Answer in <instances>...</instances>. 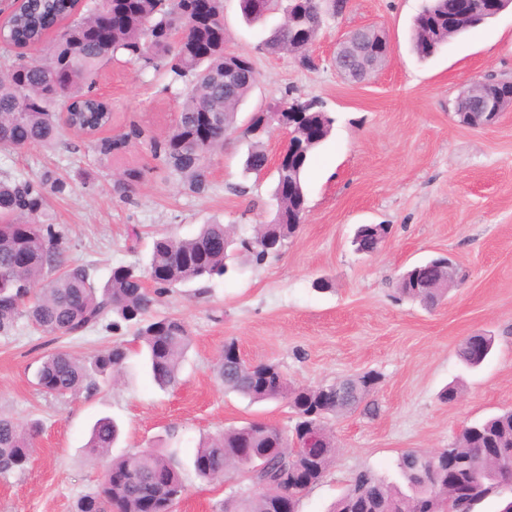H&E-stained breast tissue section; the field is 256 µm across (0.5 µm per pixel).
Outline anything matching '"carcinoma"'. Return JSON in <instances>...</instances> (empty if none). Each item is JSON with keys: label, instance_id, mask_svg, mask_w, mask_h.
Here are the masks:
<instances>
[{"label": "carcinoma", "instance_id": "1", "mask_svg": "<svg viewBox=\"0 0 512 512\" xmlns=\"http://www.w3.org/2000/svg\"><path fill=\"white\" fill-rule=\"evenodd\" d=\"M103 0H24L0 26V152L21 146L49 148L60 137L61 112L69 110L70 127L80 134L94 133L112 121L110 105L94 92L102 68L125 58L142 72L165 70L172 88L182 85L178 119L161 139H151L154 156L175 176L182 187L202 194L209 186L211 157L224 146L234 128L237 108L259 78L249 67L250 77L224 86V66L232 61L248 67L251 60L230 56L223 47L202 59L198 45L212 27L224 23V0H209L210 8L200 20L178 18L188 0H112L122 14L106 39L98 35ZM308 18L304 41L291 39L288 26L280 24L263 39L259 49L268 55L294 52L303 55L307 44L316 41L325 16L336 14V0H288ZM68 19L41 58L27 56V50L44 44V35L55 23ZM469 28H448V0H429L414 21L413 49L422 59ZM503 99L512 100V86L490 84L482 98H459L455 103L459 122L481 127L480 111H493ZM210 115V140L203 144L193 137L202 112ZM315 123L327 139L334 117L316 107L293 118L289 131L301 123ZM142 130L100 138L95 145L102 163L125 152ZM294 172L301 193H306L304 175L312 153ZM267 154L256 146L248 154L246 169L255 174L264 169ZM140 175L128 172L113 180L112 190L128 198L138 187ZM67 184L50 174L38 183L0 179V335H8L22 317L45 336H81L105 324L117 331L122 325L136 327L137 340L144 350L147 373L161 388L178 381L181 365L192 344L186 324L177 318L154 313L160 295L196 280H212L226 275L230 266L224 253L212 243L224 238L226 227L219 222L204 224L192 237L154 239L148 269L160 279L147 285L145 275L134 265L112 268L103 286L96 285L86 265L70 262L62 231L47 219V192L63 194ZM275 222L264 224L251 238H244L248 255L257 263L268 258V241L284 247L299 229L307 199L276 197ZM401 297L434 308L448 293L446 288H425L417 271L407 270L400 279ZM225 360L217 364L216 376L225 389L252 402L286 400L291 408L297 438L304 430L324 423L332 416L351 412L367 403L380 382V375L365 372L345 379L339 390L333 385L292 388L274 364L248 366L237 362L235 344H224ZM459 356L469 366H478L479 355L471 341L461 344ZM129 350L118 343L101 350L91 360H80L66 351L47 355L36 373V385L49 395L91 397L112 374L126 366ZM38 425H25L0 417V474L21 472L30 463ZM273 425L248 422L228 429L216 438L203 441L190 463L196 477L213 481L233 470L248 475L254 490L220 504L218 512H279L283 498L298 506L301 497L319 483L336 460L337 448L328 439L320 453L292 471L298 450L292 441L279 435ZM119 428L108 417L98 419L85 448L91 460L104 463L103 476L95 491L81 496L76 512H168L174 498L186 493L183 465L172 454L158 448H137L118 456L111 449ZM446 453L456 459L450 468L433 463L420 468L418 458L403 452L397 461V483L369 469L354 472L330 512H417L418 501L431 488L433 497L427 512H448L458 492L482 479V488L469 500L466 512H481L491 500L501 512L512 503V410L481 423L465 427L453 438Z\"/></svg>", "mask_w": 512, "mask_h": 512}]
</instances>
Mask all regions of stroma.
I'll return each instance as SVG.
<instances>
[{
    "label": "stroma",
    "mask_w": 512,
    "mask_h": 512,
    "mask_svg": "<svg viewBox=\"0 0 512 512\" xmlns=\"http://www.w3.org/2000/svg\"><path fill=\"white\" fill-rule=\"evenodd\" d=\"M426 0H349L327 18L312 47L311 65L291 55L256 50L262 27L248 25L240 0H224V43L249 56L260 79L241 103L236 128L212 160L203 194L185 191L155 159L150 137L166 134L182 103L165 73L111 64L96 93L112 105L109 137L138 127L144 139L112 162H99L94 138L65 131L50 149L0 153V177L39 180L54 172L67 184L51 195L70 260L91 265L95 282L114 266H145L154 237L193 236L219 220L250 233L274 219V171L245 172L249 149L276 154L284 129L247 135L252 113L300 97L318 100L335 119L307 171L308 207L298 233L279 256L257 265L235 260L227 276L172 289L155 310L185 322L192 346L178 384L163 390L145 376L134 330L94 329L77 339L41 335L19 319L0 336V416L40 422L30 466L0 475V512H74L93 491L101 468L84 445L94 421L114 418L123 436L113 455L144 447L189 458L202 439L261 421L291 430L286 401L252 403L223 389L215 366L226 342L250 365L273 362L294 386H315L366 371L380 374L375 413L361 410L331 419L339 449L326 478L308 491L299 512H329L348 477L370 469L394 480L402 452L447 447L467 425L512 409V109L483 128L461 125L458 96L474 81L512 79V8L448 40L431 58L412 50L414 18ZM363 25L383 29L391 42L385 63L365 81L336 69L340 38ZM140 172L134 196L112 190L114 175ZM361 224H385L389 236L372 256L351 241ZM444 255L464 273L435 310L400 298V275ZM323 278L330 287L314 288ZM488 335L495 343L479 367L465 366L460 344ZM134 355L121 379L90 398H56L40 391L34 374L43 357L63 348L88 358L112 343ZM458 384L457 401L441 393ZM188 485L175 512H216L246 490L231 474L210 483L184 470Z\"/></svg>",
    "instance_id": "35a3bbf8"
}]
</instances>
